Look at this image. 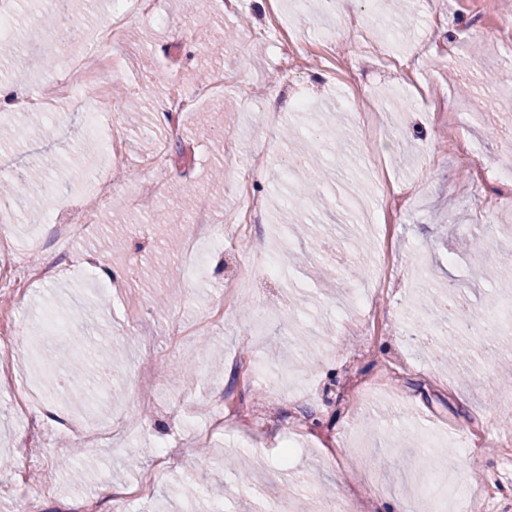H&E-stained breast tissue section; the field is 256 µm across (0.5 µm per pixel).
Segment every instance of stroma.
<instances>
[{
	"label": "stroma",
	"mask_w": 512,
	"mask_h": 512,
	"mask_svg": "<svg viewBox=\"0 0 512 512\" xmlns=\"http://www.w3.org/2000/svg\"><path fill=\"white\" fill-rule=\"evenodd\" d=\"M154 2L112 46L124 88L106 114L116 154L74 139L80 102L0 106L7 179L57 161L5 206L15 221L0 243V333L24 330L0 355V512L26 493L42 494L44 512H75L88 495L113 512V493L167 451L170 467L130 512H263L278 498L292 512H329L338 498L358 512H448L452 475L493 487L480 512H512V404L498 397L512 384L499 284L512 278V201L495 192L512 171V86L489 81L512 70L499 57L512 0H403L402 14L382 19L385 40L364 0L332 12L281 0L276 16L267 0ZM14 6L18 47L0 53V87L49 95V75L84 46L39 52L47 29L30 21L44 0ZM282 25L307 54L291 55ZM438 43L454 47L447 62ZM178 93L206 99L180 127L167 110ZM300 98L312 111L296 110ZM300 145L319 159L323 202L292 209L305 170L283 168ZM100 169L112 179L106 223L62 242L49 208L77 213L85 175ZM256 198L246 237L209 255V275L188 276L189 216L218 222ZM245 262L253 272L237 307L205 326ZM101 263L112 281L90 274ZM456 282L487 313L464 336L433 303ZM369 306L381 314L373 329ZM50 312L64 335L43 328ZM76 334L89 339L83 349ZM439 343L454 364L434 357ZM105 346L107 384L77 386L75 401L56 394L46 366L96 367ZM241 398L257 419L212 430L214 408ZM487 423L493 443L466 446ZM229 456L249 481L227 491Z\"/></svg>",
	"instance_id": "35a3bbf8"
}]
</instances>
